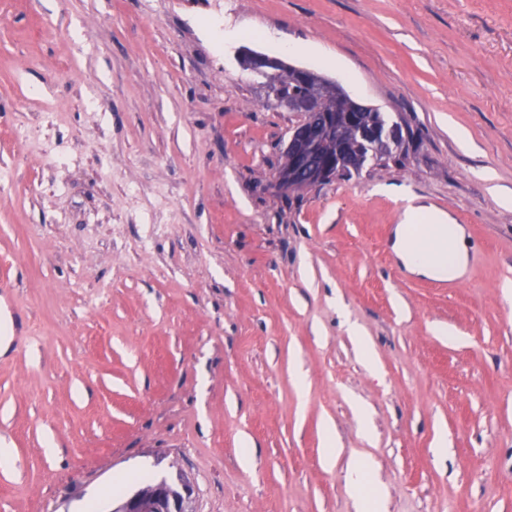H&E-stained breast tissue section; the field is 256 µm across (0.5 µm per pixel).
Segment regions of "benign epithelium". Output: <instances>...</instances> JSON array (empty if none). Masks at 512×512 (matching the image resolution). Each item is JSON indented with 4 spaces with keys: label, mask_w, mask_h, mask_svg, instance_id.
I'll use <instances>...</instances> for the list:
<instances>
[{
    "label": "benign epithelium",
    "mask_w": 512,
    "mask_h": 512,
    "mask_svg": "<svg viewBox=\"0 0 512 512\" xmlns=\"http://www.w3.org/2000/svg\"><path fill=\"white\" fill-rule=\"evenodd\" d=\"M242 56L251 62V69L256 72H269L279 58L242 49ZM277 105L290 112H303L310 120H318L324 125L322 136H317L311 129L300 133L294 132L286 143L283 153L288 158V166L273 175V186L280 193L311 189L329 180H334L344 169L342 159L323 151L324 141L336 131V115L326 112L323 103L310 96H279ZM397 131L394 124L378 125L360 129L364 139L378 141L392 138Z\"/></svg>",
    "instance_id": "benign-epithelium-1"
}]
</instances>
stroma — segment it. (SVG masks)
<instances>
[{"label": "stroma", "instance_id": "35a3bbf8", "mask_svg": "<svg viewBox=\"0 0 512 512\" xmlns=\"http://www.w3.org/2000/svg\"><path fill=\"white\" fill-rule=\"evenodd\" d=\"M244 46L408 125L403 164L276 192L302 116ZM506 197L512 0H0V512H110L142 463L193 512H359L360 461L371 512H512ZM412 207L464 227L460 287L399 262Z\"/></svg>", "mask_w": 512, "mask_h": 512}]
</instances>
